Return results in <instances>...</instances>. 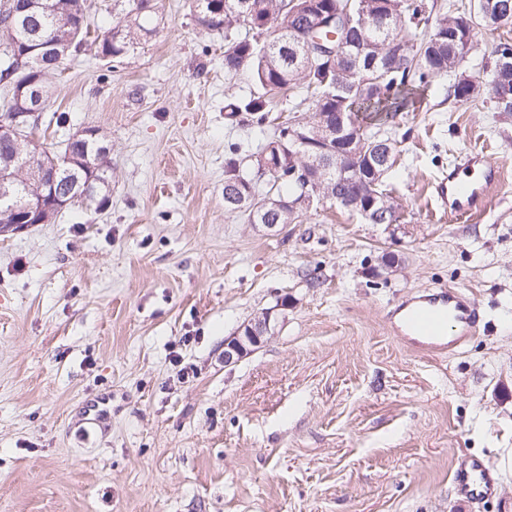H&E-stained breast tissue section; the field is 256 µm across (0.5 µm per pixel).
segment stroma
Returning <instances> with one entry per match:
<instances>
[{
  "mask_svg": "<svg viewBox=\"0 0 512 512\" xmlns=\"http://www.w3.org/2000/svg\"><path fill=\"white\" fill-rule=\"evenodd\" d=\"M159 12L123 66L89 48L52 82L69 133L104 136L108 203L0 235V512H512V112L437 78L385 127L397 223L326 203L259 231L224 205V158L287 115L229 119L249 73L225 74L192 0ZM472 150L501 180L452 215L433 185ZM448 287L483 317L466 344L393 334L398 306ZM467 456L492 498L456 494ZM272 309L262 312L253 320L244 325L235 336L224 341V362L231 364L259 347L272 333L274 323Z\"/></svg>",
  "mask_w": 512,
  "mask_h": 512,
  "instance_id": "35a3bbf8",
  "label": "stroma"
}]
</instances>
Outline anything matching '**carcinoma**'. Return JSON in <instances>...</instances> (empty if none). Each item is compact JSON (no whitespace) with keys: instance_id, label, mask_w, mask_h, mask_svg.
Returning <instances> with one entry per match:
<instances>
[{"instance_id":"obj_1","label":"carcinoma","mask_w":512,"mask_h":512,"mask_svg":"<svg viewBox=\"0 0 512 512\" xmlns=\"http://www.w3.org/2000/svg\"><path fill=\"white\" fill-rule=\"evenodd\" d=\"M24 0L0 5V34L13 42L18 58L0 63V84L21 77L38 81L41 108L18 129L15 141H0V166L14 174L8 202H27L46 192L35 161L71 157L90 181L89 204L110 188L112 158L99 149L102 136L88 142L65 139L61 151L35 141L44 127L66 129L71 117L50 107L51 80L87 46L86 0H43L26 10ZM196 25L224 34V72L248 71L257 91L225 106L230 116L245 112L259 126L277 111L278 99L293 100L294 116L273 138L245 150L229 147L225 160L224 205L239 209L250 224H296L319 204L312 186L327 200L359 212L371 224H393L399 204L387 192L385 178L399 153L398 143L381 127L415 106L417 91L442 75L455 76L451 95L458 102L490 100L499 112H512V45L499 43L491 68L458 73L463 48L476 37L472 14H442L427 31L424 0H353L356 17L348 28H321L317 18L336 9L339 0H194ZM512 0H478L485 23L512 22L503 6ZM159 0H112V22L94 39L95 52L111 67L123 63L141 41L158 30ZM53 42L60 54L38 60L33 36ZM311 110L303 119L297 112ZM355 117L356 141L347 156L336 157L347 135L337 114ZM272 195L274 208L264 200Z\"/></svg>"}]
</instances>
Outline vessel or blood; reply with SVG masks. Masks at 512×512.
Returning a JSON list of instances; mask_svg holds the SVG:
<instances>
[{
  "label": "vessel or blood",
  "mask_w": 512,
  "mask_h": 512,
  "mask_svg": "<svg viewBox=\"0 0 512 512\" xmlns=\"http://www.w3.org/2000/svg\"><path fill=\"white\" fill-rule=\"evenodd\" d=\"M460 167L479 171V179L459 180L456 171L435 186L437 197L448 206L449 213L471 210L480 204L487 189L499 179L497 168L484 164V155L478 151L466 153L459 160ZM477 303L459 289H445L435 295H425L403 306L396 324L399 334L412 337L415 344L430 353H443L463 345L479 324ZM453 483L457 493L479 502L493 496L495 481L489 464L472 458L455 470Z\"/></svg>",
  "instance_id": "1"
}]
</instances>
